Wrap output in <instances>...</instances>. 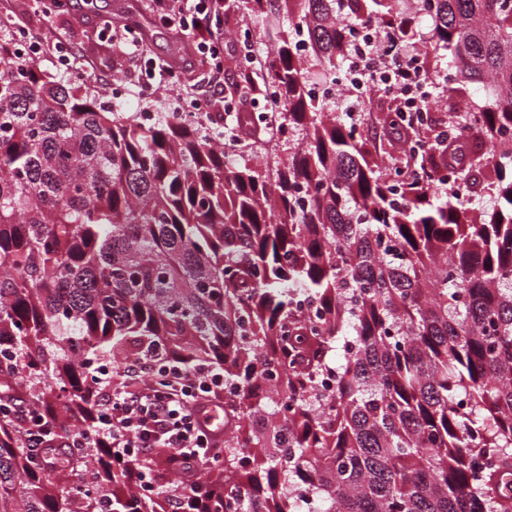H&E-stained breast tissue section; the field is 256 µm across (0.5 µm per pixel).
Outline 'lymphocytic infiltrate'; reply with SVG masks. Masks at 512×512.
<instances>
[{
    "label": "lymphocytic infiltrate",
    "instance_id": "lymphocytic-infiltrate-1",
    "mask_svg": "<svg viewBox=\"0 0 512 512\" xmlns=\"http://www.w3.org/2000/svg\"><path fill=\"white\" fill-rule=\"evenodd\" d=\"M149 9L163 25L187 36L194 52L210 60L197 82L195 102L206 112L223 105L224 36L213 30L211 20L223 12L224 0H149ZM154 370L149 359L117 373L106 365L97 367L96 428L90 434L75 431L69 443L74 448L117 449L123 460L140 466L141 493L161 495L165 484L147 462L153 449H170L169 470L174 474L222 459L224 444L213 436L202 415L213 400L223 398L224 375L205 368L192 377L174 363L158 382ZM0 417L13 424L22 446L31 453L48 444L51 431L46 416L22 400H1Z\"/></svg>",
    "mask_w": 512,
    "mask_h": 512
}]
</instances>
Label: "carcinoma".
I'll return each instance as SVG.
<instances>
[{
  "instance_id": "cac0c4a2",
  "label": "carcinoma",
  "mask_w": 512,
  "mask_h": 512,
  "mask_svg": "<svg viewBox=\"0 0 512 512\" xmlns=\"http://www.w3.org/2000/svg\"><path fill=\"white\" fill-rule=\"evenodd\" d=\"M400 2L224 0L274 26L285 158L273 135L241 142L247 112L222 144L143 127L0 48V343L44 380L29 396L54 429L39 461L0 420V512H167L109 449L63 447L91 425L106 348L224 370V460L179 474L185 512H512V0ZM363 20L396 51L425 41L423 75L457 95L493 88L451 140L388 113L407 137L384 174L394 140L312 88Z\"/></svg>"
}]
</instances>
